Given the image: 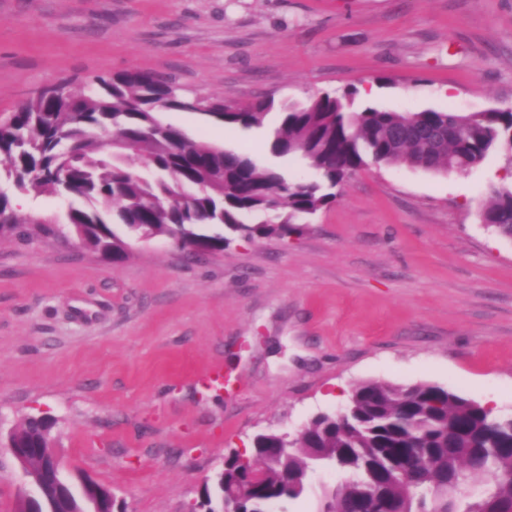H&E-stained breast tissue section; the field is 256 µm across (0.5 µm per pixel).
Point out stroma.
Masks as SVG:
<instances>
[{"instance_id": "stroma-1", "label": "stroma", "mask_w": 512, "mask_h": 512, "mask_svg": "<svg viewBox=\"0 0 512 512\" xmlns=\"http://www.w3.org/2000/svg\"><path fill=\"white\" fill-rule=\"evenodd\" d=\"M146 70L244 104L374 88L356 107L512 108V0H0V115L42 89ZM165 122L269 153L264 127ZM503 154L464 173L373 166L288 238L187 256L134 243L118 262L67 238L0 240V512L23 477L9 435L52 421L66 476L125 512H187L233 450L341 410L354 384L432 382L512 413V240L481 223ZM220 368L234 392L206 388Z\"/></svg>"}]
</instances>
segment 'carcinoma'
<instances>
[{"instance_id":"obj_1","label":"carcinoma","mask_w":512,"mask_h":512,"mask_svg":"<svg viewBox=\"0 0 512 512\" xmlns=\"http://www.w3.org/2000/svg\"><path fill=\"white\" fill-rule=\"evenodd\" d=\"M358 90L322 93L280 108L271 153L300 156L314 174L293 181L245 149L191 137L159 118L162 111L199 113L230 130L264 126L273 102L243 106L191 99L168 76L151 71L98 76L78 96L47 89L0 121V238L25 242L38 230L76 234L81 245L118 262L131 242L156 237L192 255L224 251L244 239L286 238L310 216L336 202L334 189L370 165L426 171H467L497 150L512 165V108L463 114L451 109L390 112L354 109ZM138 161L145 173L130 170ZM62 169L66 177L58 179ZM67 194L65 223L30 215L21 221L9 190ZM480 215L486 227L512 240V185L489 195ZM44 417L30 418L10 437L28 454L32 474L50 464L54 449H37ZM334 467L347 480L323 492L317 512H361L377 497L384 512H512V413L497 414L448 387L367 380L350 392L345 414H321L288 444L279 433L257 435L250 455L231 451L224 472L205 483L190 512H217L223 494L261 485L241 496L242 512H288L306 490L313 466ZM497 474L481 487L475 481ZM81 512L108 510L85 485Z\"/></svg>"}]
</instances>
